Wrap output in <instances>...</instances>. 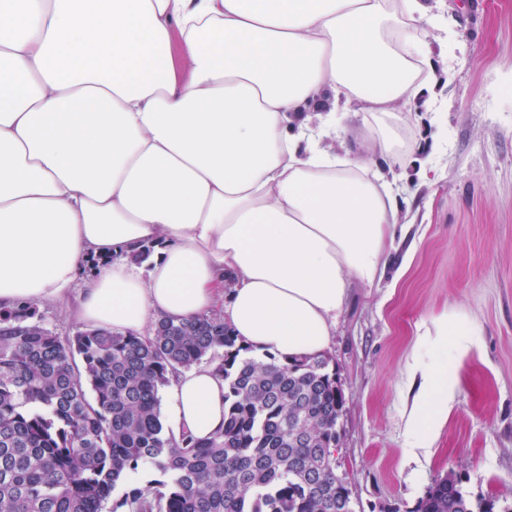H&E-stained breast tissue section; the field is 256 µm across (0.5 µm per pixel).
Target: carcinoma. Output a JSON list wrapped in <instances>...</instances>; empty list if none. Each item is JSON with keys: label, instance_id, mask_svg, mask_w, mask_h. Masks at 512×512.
<instances>
[{"label": "carcinoma", "instance_id": "1", "mask_svg": "<svg viewBox=\"0 0 512 512\" xmlns=\"http://www.w3.org/2000/svg\"><path fill=\"white\" fill-rule=\"evenodd\" d=\"M206 362L224 377V429L170 431L160 389ZM324 354L259 360L218 311L160 318L149 333L61 338L26 302L0 311V512H102L119 484L152 470L113 512H344L336 474L344 399ZM453 473L413 512H494Z\"/></svg>", "mask_w": 512, "mask_h": 512}]
</instances>
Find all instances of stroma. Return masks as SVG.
Returning a JSON list of instances; mask_svg holds the SVG:
<instances>
[{"label":"stroma","mask_w":512,"mask_h":512,"mask_svg":"<svg viewBox=\"0 0 512 512\" xmlns=\"http://www.w3.org/2000/svg\"><path fill=\"white\" fill-rule=\"evenodd\" d=\"M464 3L458 46L431 44L438 84L381 120L352 118L419 145L395 167L387 267L352 286L327 352L344 399L336 473L355 512H413L450 472L472 497L512 503V0ZM443 312L468 318L478 349L456 361L448 419L417 449L410 366Z\"/></svg>","instance_id":"1"}]
</instances>
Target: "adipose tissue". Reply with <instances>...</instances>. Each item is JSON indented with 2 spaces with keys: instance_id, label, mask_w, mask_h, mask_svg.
I'll return each instance as SVG.
<instances>
[{
  "instance_id": "ef3b65f1",
  "label": "adipose tissue",
  "mask_w": 512,
  "mask_h": 512,
  "mask_svg": "<svg viewBox=\"0 0 512 512\" xmlns=\"http://www.w3.org/2000/svg\"><path fill=\"white\" fill-rule=\"evenodd\" d=\"M455 27L430 0H0V308L67 303L141 334L219 307L254 351L323 353L352 284L382 272L399 201L378 169L322 144L334 133L388 161L394 132L341 122L322 95L391 114L429 85L430 37L453 42ZM147 244L142 275L128 257ZM430 323L424 341L471 353L467 319ZM413 370L408 425L428 448L455 372ZM171 391L178 431L223 428L211 366Z\"/></svg>"
}]
</instances>
